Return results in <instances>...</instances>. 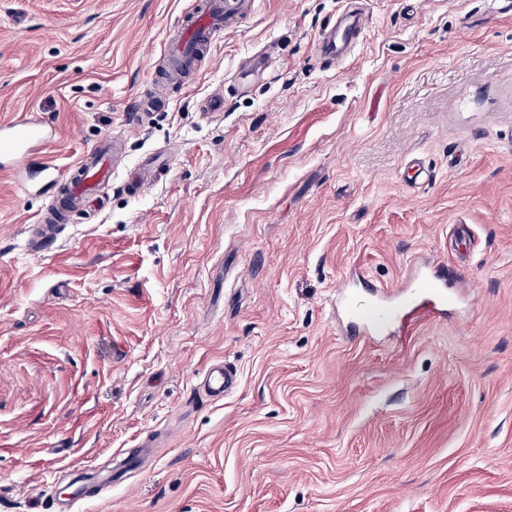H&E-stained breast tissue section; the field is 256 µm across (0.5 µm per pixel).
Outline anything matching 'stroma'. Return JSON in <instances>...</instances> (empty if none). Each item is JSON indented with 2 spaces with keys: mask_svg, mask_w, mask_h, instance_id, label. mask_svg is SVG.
Returning a JSON list of instances; mask_svg holds the SVG:
<instances>
[{
  "mask_svg": "<svg viewBox=\"0 0 512 512\" xmlns=\"http://www.w3.org/2000/svg\"><path fill=\"white\" fill-rule=\"evenodd\" d=\"M191 5L0 0V120H48L62 172L125 136L47 253L51 192L0 173V512L70 473L75 512H512V0H246L127 127ZM425 279L448 306L408 327L336 302ZM217 360L236 389L196 398ZM164 79L165 76L163 73L150 71L147 75L146 82L152 86V89L134 98L130 110L126 112L127 126L134 127L142 120L144 115L149 112H156L158 109L165 107L166 101L159 93V87Z\"/></svg>",
  "mask_w": 512,
  "mask_h": 512,
  "instance_id": "35a3bbf8",
  "label": "stroma"
}]
</instances>
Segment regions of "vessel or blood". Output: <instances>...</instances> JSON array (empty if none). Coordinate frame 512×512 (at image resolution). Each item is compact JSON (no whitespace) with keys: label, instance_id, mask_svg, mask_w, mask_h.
Masks as SVG:
<instances>
[{"label":"vessel or blood","instance_id":"1","mask_svg":"<svg viewBox=\"0 0 512 512\" xmlns=\"http://www.w3.org/2000/svg\"><path fill=\"white\" fill-rule=\"evenodd\" d=\"M233 18L234 12L227 7L225 0H194L176 34L166 45L165 57L173 72L182 77L194 78L199 58L210 51L214 34L222 31ZM163 80V74L154 71L148 74L146 81L150 90L134 98L126 114L127 126H135L144 115L165 107L166 101L159 93ZM52 137L51 125L39 119L0 121V168L22 175L25 193H32L35 185L55 176L51 165L33 161L34 156L42 152ZM123 147V140L113 134L82 152L68 170L65 182L51 205L38 214L32 227L33 248L42 251L51 249L57 241L58 224L63 223L69 214L83 210L99 186L111 183L116 159ZM344 301L351 316L357 317L368 312L376 322L385 324L395 319L409 322L413 314L421 309L429 315H439L447 304V297L435 290L426 297L407 296L392 307L373 311L355 295H345ZM237 383L236 369L229 364L216 362L205 369L196 393L207 400L218 401L232 392Z\"/></svg>","mask_w":512,"mask_h":512}]
</instances>
